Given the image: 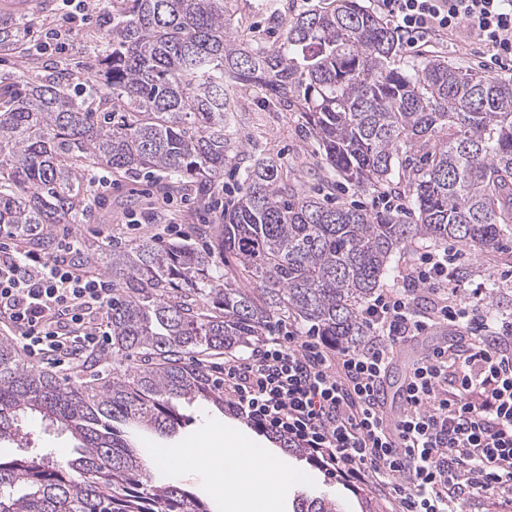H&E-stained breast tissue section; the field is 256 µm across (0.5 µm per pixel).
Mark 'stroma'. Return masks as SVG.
Segmentation results:
<instances>
[{"instance_id": "stroma-1", "label": "stroma", "mask_w": 512, "mask_h": 512, "mask_svg": "<svg viewBox=\"0 0 512 512\" xmlns=\"http://www.w3.org/2000/svg\"><path fill=\"white\" fill-rule=\"evenodd\" d=\"M15 3L16 0H0V21L25 26L31 34L32 46L22 57L0 52V78L11 81L22 74L41 76L66 68L79 58L92 61L102 50L104 38L119 9L118 0H85V19L69 23L65 20L69 9L63 0H29L23 9L16 8ZM256 4L257 0H231L229 13L234 31L247 34L257 26L272 36L291 17L306 8L305 0H280V11L272 17L258 10ZM425 52L468 70H478L496 78H512V68L480 66L479 61L486 54L485 47L463 33L430 41ZM240 100L253 117L249 134L267 142L288 168L295 169L316 160L318 147L306 137L299 113L273 110L264 105L259 94L250 90L241 91ZM88 175L91 182L87 186L85 214L77 223L59 225L56 234L79 237L82 242L94 243L104 253L124 250L140 241L156 238L167 241L185 239L196 246H203V239L196 236V226L214 224L220 214L218 207L202 208L193 190L171 185L166 178L157 175L119 177L105 168L90 169ZM457 252L462 285L476 287L493 274L498 278L501 297L507 302L512 299V281L502 277L504 271L512 269V238L505 239L502 247L489 252H476L462 246ZM447 339L446 328L429 329L395 355L383 380V387L388 393L382 404L386 416H395L402 407L399 389L412 360ZM138 364V359L107 350L68 367L50 363L46 369L58 377L79 382L108 378L132 370ZM178 410L184 417V424L175 434L137 431L133 434L134 442L160 448H206L210 442L204 433L205 427L218 429L229 420L243 427L257 445L269 448L276 445L270 433L247 425L238 414L225 416L196 400L180 403ZM23 427L29 434L31 452H51L58 457L71 455L74 441L69 435L59 433L55 427L37 418L26 420ZM289 460L305 480L284 489L281 512H293L301 495L335 500L342 512H364L368 506L373 507L374 512H391L390 504L374 484L352 487L333 469L315 465L307 457L293 454ZM168 477L194 492L208 504L211 512H222L224 493L220 485L224 481L223 464H215L205 480L187 468L169 472Z\"/></svg>"}]
</instances>
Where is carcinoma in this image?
Masks as SVG:
<instances>
[{
	"mask_svg": "<svg viewBox=\"0 0 512 512\" xmlns=\"http://www.w3.org/2000/svg\"><path fill=\"white\" fill-rule=\"evenodd\" d=\"M228 2L126 0L90 64L99 79L90 96L69 91L71 68L23 74L19 92L0 88V227L46 253L55 225L83 214L91 168L159 172L203 203L224 166L239 175L206 250L149 240L104 257L88 245L73 257L112 277V351L148 366L76 383L0 340V440H17L19 421L38 416L69 432L77 453L0 459V512H209L189 490L155 479L152 449L115 426L172 432L181 399L224 412V393L186 357L250 347L291 316L333 344L360 347V307L398 250L451 239L489 251L512 234V79L432 57L397 65L394 29L359 0L295 15L272 44L235 33ZM23 45L18 27L0 23V51ZM238 85L300 113L326 173L357 187L390 184L399 152L422 154L404 174L416 221L306 192L304 173L244 134ZM219 255L240 274L215 275ZM293 512L341 510L302 496Z\"/></svg>",
	"mask_w": 512,
	"mask_h": 512,
	"instance_id": "1",
	"label": "carcinoma"
}]
</instances>
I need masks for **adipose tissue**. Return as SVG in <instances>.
<instances>
[{"mask_svg":"<svg viewBox=\"0 0 512 512\" xmlns=\"http://www.w3.org/2000/svg\"><path fill=\"white\" fill-rule=\"evenodd\" d=\"M224 461V512H279L281 492L296 479L286 458L255 447L241 428L224 427L209 456L194 448H182L154 454L157 471L194 465L198 474L208 475L210 458Z\"/></svg>","mask_w":512,"mask_h":512,"instance_id":"adipose-tissue-1","label":"adipose tissue"}]
</instances>
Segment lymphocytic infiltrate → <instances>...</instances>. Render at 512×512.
<instances>
[{"label":"lymphocytic infiltrate","mask_w":512,"mask_h":512,"mask_svg":"<svg viewBox=\"0 0 512 512\" xmlns=\"http://www.w3.org/2000/svg\"><path fill=\"white\" fill-rule=\"evenodd\" d=\"M377 8L410 49L462 30L492 64L512 63V0H377ZM458 276L454 255L420 253L406 284L382 289L364 309L368 345L335 347L287 330L225 362L224 390L241 417L348 482L375 484L394 512H463L480 495L512 503V324L480 317V296L449 295ZM419 286L437 296L423 314L414 308ZM111 308L110 284L86 267L0 240V323L31 354L73 363L104 350L98 316ZM434 325L467 335L416 360L403 410L386 422L378 394L394 352Z\"/></svg>","instance_id":"1"}]
</instances>
